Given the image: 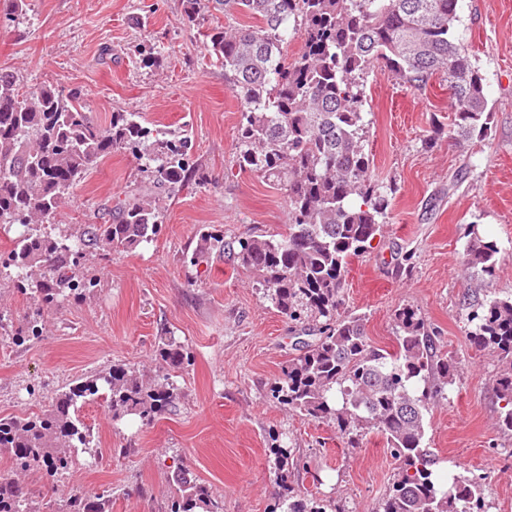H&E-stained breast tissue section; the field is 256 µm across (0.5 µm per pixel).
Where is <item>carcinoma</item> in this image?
<instances>
[{
	"label": "carcinoma",
	"mask_w": 512,
	"mask_h": 512,
	"mask_svg": "<svg viewBox=\"0 0 512 512\" xmlns=\"http://www.w3.org/2000/svg\"><path fill=\"white\" fill-rule=\"evenodd\" d=\"M459 0H186L185 16L224 14L226 25L205 34L210 54L224 66V82L245 103L235 145L239 169L261 175L284 191L285 232L258 234L224 245L215 232L201 235L190 262L228 248L251 271L273 307L317 334L289 359L271 385L277 402L336 430L345 447L375 432L385 440L397 472L376 512H484L482 477L459 475L446 483L439 459L425 444L431 407L448 398L453 370L433 331L412 308L394 313L396 349L371 345L364 318L340 314L353 259L372 248L385 223L384 186L369 177L365 153L360 76L381 64L417 87L438 75L454 101L449 136L482 140L488 100L484 78L455 34ZM248 19L240 23V18ZM301 51L284 46L297 29ZM186 141L154 137L129 112L97 123L79 98L48 84L28 91L14 73L0 69V230L12 247L0 251V278L36 308L27 330L12 337L21 345L40 335L37 317L97 286L80 273L89 250L133 253L161 230L160 212L135 194L113 206L111 222L87 224L78 233L52 234L65 197L99 162L124 150L150 173L151 188L171 192L206 181L184 160ZM466 269L474 276L495 271L499 248L470 225ZM473 343L498 356L494 379L504 402L501 431L512 434V297L464 305ZM157 379L143 381L124 364L103 376L74 381L34 417L0 418V450L14 470L38 467L51 476L73 471L81 455L102 451L79 419L80 406L103 400L112 420L133 416L150 423L178 396L174 374L193 364L189 347L174 335L159 337ZM279 493L270 512H327L330 501L289 484L291 449H272ZM167 512H224V499L203 481L178 470ZM112 489L91 501L72 496L62 512H109ZM0 512H31L21 487L0 474Z\"/></svg>",
	"instance_id": "obj_1"
}]
</instances>
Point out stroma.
<instances>
[{
	"label": "stroma",
	"instance_id": "1",
	"mask_svg": "<svg viewBox=\"0 0 512 512\" xmlns=\"http://www.w3.org/2000/svg\"><path fill=\"white\" fill-rule=\"evenodd\" d=\"M184 8V0H26L23 11L0 13V68L25 89L57 84L97 121L129 112L150 128L184 132L191 167L209 179L160 199L163 224L151 244L106 259L87 254L97 287L43 311L38 339L18 346L0 337V418L40 414L57 389L118 363L153 378L168 331L194 355L176 379L175 407L144 425L113 422L102 402L87 403L80 417L108 464L14 478L37 512L107 487L112 512H166L181 467L223 497L224 512H267L278 492L269 466L277 437L297 458L295 488L329 500L332 512H372L394 474L384 440L370 433L343 447L334 430L271 395L306 338L301 325L228 254L190 262L201 232L221 231L228 243L275 234L288 206L283 191L235 166L243 103L204 45L216 19L188 23ZM455 29L484 78L488 134L448 138L454 103L440 78L418 89L377 66L364 75L370 178L388 187L389 206L381 235L350 266L342 311L364 317L377 348L395 347L393 314L404 305L437 331L456 372L427 417L425 441L443 471L482 477L489 512H512V435L497 426L492 389L498 359L471 342L461 316L463 302L512 295V0H459ZM466 163L467 178L456 180ZM149 181L130 153L114 152L66 195L56 221L105 223L119 198ZM472 224L498 245L493 276L464 266Z\"/></svg>",
	"mask_w": 512,
	"mask_h": 512
}]
</instances>
